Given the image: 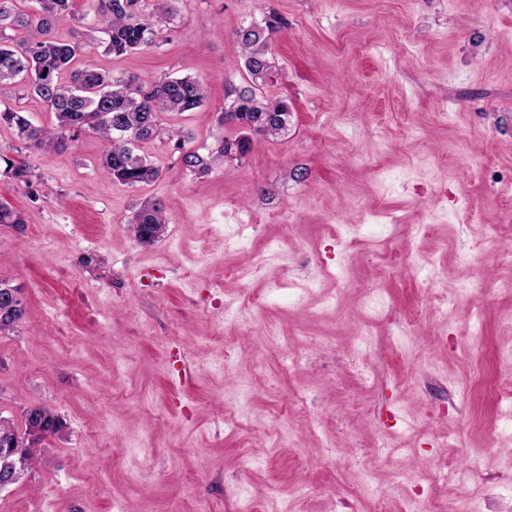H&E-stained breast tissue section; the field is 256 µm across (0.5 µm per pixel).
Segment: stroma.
Listing matches in <instances>:
<instances>
[{
    "label": "stroma",
    "instance_id": "obj_1",
    "mask_svg": "<svg viewBox=\"0 0 512 512\" xmlns=\"http://www.w3.org/2000/svg\"><path fill=\"white\" fill-rule=\"evenodd\" d=\"M71 9L55 36L79 43L76 65L204 82L200 108L163 118L202 154L237 133L220 120L227 82H249L234 32L277 15L259 93L292 117L204 175L173 142L139 144L160 175L133 187L103 174L92 132L33 152L0 125V153L32 174L0 177V202L25 218L0 225V279L24 308L0 335V421L20 429L43 408L65 424L0 512H368L365 473L391 512L413 491L430 512H488L489 486L512 512V428L479 434L512 390L494 356L512 347L495 192L512 178V0H140L156 43L123 56L100 45L92 0ZM153 201L168 224L143 244L128 227ZM250 228L272 251H225ZM470 281L485 292L435 314ZM303 393L335 447L302 429L290 398ZM444 467L468 481L447 486Z\"/></svg>",
    "mask_w": 512,
    "mask_h": 512
}]
</instances>
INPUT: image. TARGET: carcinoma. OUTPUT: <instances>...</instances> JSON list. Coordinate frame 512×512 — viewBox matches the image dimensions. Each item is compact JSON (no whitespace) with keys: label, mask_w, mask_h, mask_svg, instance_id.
<instances>
[{"label":"carcinoma","mask_w":512,"mask_h":512,"mask_svg":"<svg viewBox=\"0 0 512 512\" xmlns=\"http://www.w3.org/2000/svg\"><path fill=\"white\" fill-rule=\"evenodd\" d=\"M18 0H0V85L17 82L38 97L55 113L54 129L35 126L24 112L6 106L0 108V123L16 128L27 148L65 150L71 142L90 131L107 144L102 172L115 182L133 186L151 182L159 170L134 150L137 142L167 136L182 148L180 131L160 123L164 112H189L199 108L205 98L204 85L191 77L165 78L149 85L129 75L111 78L93 63L71 69L76 51L69 43L56 39L53 30L72 16L71 0H30L32 10L16 7ZM102 19L101 43L105 51L122 56L143 50L154 43L155 31L149 20L139 14L140 0H96ZM284 26L274 14L260 23L240 28L236 47L244 58V67L252 85L229 87L231 110L228 114L242 128L258 135L276 137L288 131L290 111L280 100L260 99L255 86L266 80L272 70L269 46L272 36ZM20 30L24 36L16 41L6 30ZM242 137L218 141L206 156L197 151L180 155L182 165L206 173L216 159L241 160L248 151L241 149ZM4 168L0 174L31 185L27 167L0 154ZM166 219L162 208L151 203L143 206L131 225L134 237L151 243L163 232ZM21 302L0 299V335L11 330L23 316ZM40 432L31 430L25 420V435L0 422V454L12 449L10 458L16 472L26 471L35 455V445L47 435L61 431L62 422L50 412L40 410Z\"/></svg>","instance_id":"cac0c4a2"}]
</instances>
